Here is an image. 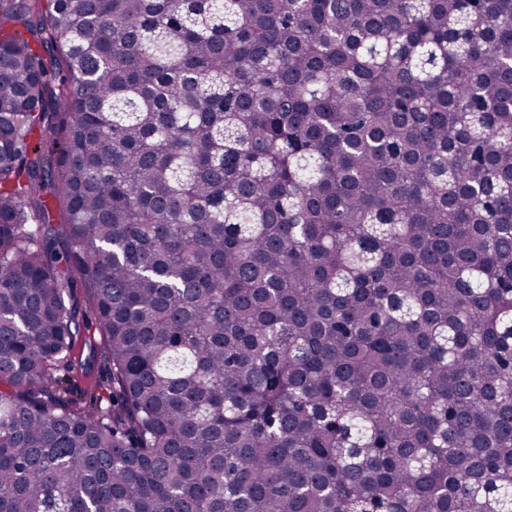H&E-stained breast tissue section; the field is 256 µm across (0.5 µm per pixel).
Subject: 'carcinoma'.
I'll use <instances>...</instances> for the list:
<instances>
[{
    "label": "carcinoma",
    "mask_w": 512,
    "mask_h": 512,
    "mask_svg": "<svg viewBox=\"0 0 512 512\" xmlns=\"http://www.w3.org/2000/svg\"><path fill=\"white\" fill-rule=\"evenodd\" d=\"M1 382L0 512H512V0H0Z\"/></svg>",
    "instance_id": "carcinoma-1"
}]
</instances>
